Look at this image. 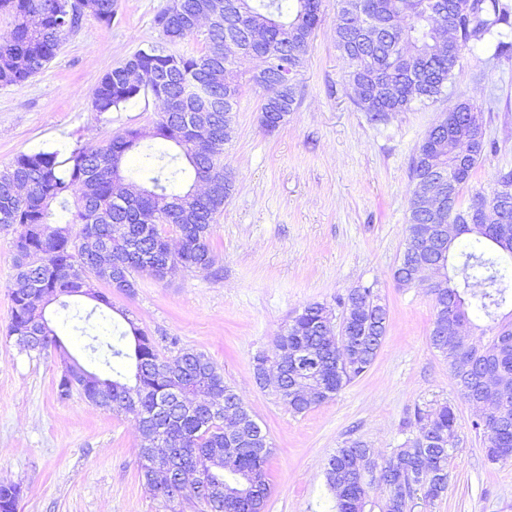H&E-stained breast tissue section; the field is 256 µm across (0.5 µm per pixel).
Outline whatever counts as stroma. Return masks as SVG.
<instances>
[{
  "label": "stroma",
  "mask_w": 512,
  "mask_h": 512,
  "mask_svg": "<svg viewBox=\"0 0 512 512\" xmlns=\"http://www.w3.org/2000/svg\"><path fill=\"white\" fill-rule=\"evenodd\" d=\"M171 0H118L110 24L84 17L37 76L0 86V166L17 153L73 147L128 128L151 130L161 109L145 96L120 110L92 109L112 67L147 43L164 44L156 15ZM337 0H322V21L299 77L297 105L276 131L259 123L262 90L243 84L224 166L234 191L213 226L215 265L157 280L137 278L133 296L113 294L105 315L76 297L47 308L63 350L21 349L8 335L15 286L14 228L0 227V483L24 489L18 512H170L145 490L143 444L133 415L60 399L66 356L104 372L92 338L117 335L120 311L156 340L161 356L186 347L224 371L267 430L271 494L264 512H332L324 465L350 439L389 455L406 438L415 408L451 404L456 446L448 491L413 512H512V461L492 463L478 413L460 395L447 360L429 341L435 316L426 275L406 288L393 278L404 249L415 184L410 159L451 101L472 104L489 144L463 192L464 204L490 194L512 170V53L463 52L447 97L370 120L346 81L349 63L333 39ZM373 288L389 309L386 337L371 368L328 403L294 414L253 375L258 351L274 352L290 317L306 304L335 305L355 286Z\"/></svg>",
  "instance_id": "stroma-1"
}]
</instances>
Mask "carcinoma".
Returning a JSON list of instances; mask_svg holds the SVG:
<instances>
[{"instance_id":"obj_1","label":"carcinoma","mask_w":512,"mask_h":512,"mask_svg":"<svg viewBox=\"0 0 512 512\" xmlns=\"http://www.w3.org/2000/svg\"><path fill=\"white\" fill-rule=\"evenodd\" d=\"M220 3L224 21L245 34L261 31L262 40L248 44L241 38L224 41V28L207 29L206 46L198 55L166 51L158 45L138 50L101 78L92 107L102 114L118 110L150 92L161 102L153 131L130 128L107 141L74 146L67 155L58 150L19 153L0 167V225L25 226L26 234L13 244L15 281L25 288L10 293L9 335L26 336L27 350L43 352L62 348L55 330H39L35 317L38 297L32 288L53 294L60 307L79 289H89L90 299L110 309L107 294L96 283L131 294L136 276L154 268L174 271L207 270L215 256L211 246L213 224L231 197L234 184L224 185V148L216 149L208 165L195 161L196 143L183 125L172 118L174 111L190 112L198 94L221 89L236 106L240 82L236 65L249 57L258 65L247 82L265 89L280 71L288 68L292 81L282 100L269 104V111L286 118L295 110L299 75L315 28L322 20L321 0H180L175 11L165 9L156 16L167 41L176 44L192 36L178 27L181 14H191ZM117 0H0V12L13 17L10 37L0 41V85L25 82L42 73L55 58L65 38L79 26L82 13L109 24ZM453 19L456 37L445 44L435 37L442 22ZM374 24L385 31L374 46H358L363 25ZM336 48L349 61L348 84L363 88L355 97L360 110L378 121L389 112H406L416 102L436 101L448 88L459 66L462 51L490 52L498 57L512 49V9L503 0H339L334 27ZM224 56L218 73L209 62L219 46ZM152 75L175 72L185 100H177L176 88L166 82L135 83L127 77L129 66ZM467 102L448 107L443 123L432 126L411 158L413 181H419L436 166L452 176L456 211L462 220L469 208L462 194L485 149L482 123L476 122ZM216 170V182L208 194L194 195V188H181L187 180L208 179ZM73 200L71 220L53 224L51 206L66 207ZM428 222L417 198H412L407 236L402 256L393 271L396 281L415 284V272L430 256L419 252L414 241ZM161 224H174L179 231V249L171 251ZM466 237L457 255L455 274L463 287L449 279L431 289L435 318L450 310L442 297L456 291L460 317L474 329L478 322L495 323L487 341L469 340L461 346L451 335H430V344L448 360L461 396L488 407L487 419L473 424L485 436L489 461H512V320L497 321L506 302L502 282L508 270L501 265L497 224L471 227L460 223L456 237ZM109 259L126 263L127 287L112 283V270L96 265L99 251ZM342 328L334 331L331 312L321 303L305 305L295 313L278 342L288 350L314 353L331 359L318 377L298 372L281 380L279 400L294 414H303L324 404L374 363L384 341L388 309L370 288L358 286L338 299ZM128 325L117 343H98L91 350L105 351L104 362L112 367V404L104 409L135 417L141 435L160 430L182 443L185 463L198 472L208 492L186 490L178 500L194 501L201 512H263L271 487L267 464L274 448L256 415L236 390L224 382L223 370L205 353L180 348L169 358L160 357L152 337L141 329L130 313L120 311ZM216 392L234 401L237 435L249 446L227 448L224 418L200 417L190 395ZM457 416L449 404L417 409L407 424L409 436L387 457H378L362 440H350L336 449L324 467L326 485L336 499V512H410V503L421 492L434 501L448 490V459L456 438ZM143 485L154 492L153 462L147 449L138 452ZM389 467L393 486L383 488L372 472ZM23 496L18 484L0 483V512H18Z\"/></svg>"}]
</instances>
